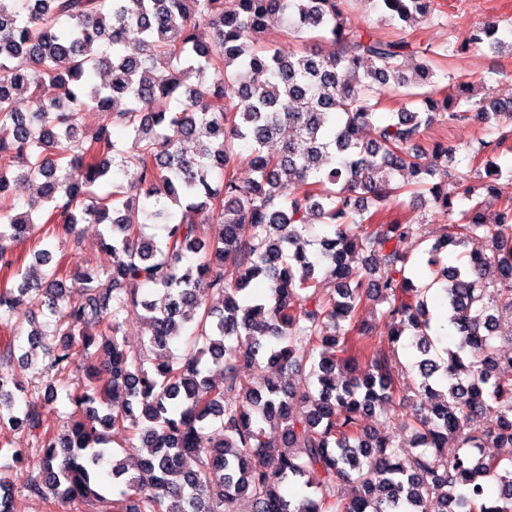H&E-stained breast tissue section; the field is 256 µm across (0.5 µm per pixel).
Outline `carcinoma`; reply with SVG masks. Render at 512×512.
<instances>
[{
    "mask_svg": "<svg viewBox=\"0 0 512 512\" xmlns=\"http://www.w3.org/2000/svg\"><path fill=\"white\" fill-rule=\"evenodd\" d=\"M345 2L0 0V271L14 278L0 287V320L20 305L48 312L60 336L48 369L73 384L72 425L60 436L43 424L57 390L19 415L18 383L0 370V429H24L43 456L41 476L24 480L28 449L0 442V512H15L20 480L63 503L93 498L101 512H235L241 495L255 512H512V459L485 451L512 448V335L495 333L512 324V199L488 219L481 197L499 196L502 169L476 184L458 171V144L436 143L429 159L421 144L434 123L512 126V101L480 96L453 74L451 93L436 97L433 45L351 25ZM380 2L409 25L432 13V0ZM275 19L287 23L286 40L260 46ZM498 29L474 26L448 52L500 46ZM302 36L336 53L290 45ZM17 57L30 67L10 66ZM211 69L224 81L206 84ZM391 94L415 107L381 115ZM89 108L103 121L86 137L78 118ZM114 123L129 148L112 139ZM236 141L251 145L247 183L234 174ZM131 166L132 186L99 193L113 169ZM34 182L37 195L18 208L12 189ZM406 193L430 194L448 218L427 260L454 330L443 356L429 289L407 276L404 244L418 228ZM202 211L211 224L196 222ZM147 221L165 225L162 241L144 237ZM316 222L327 231L305 237ZM81 223L103 226L112 262L86 270L76 294L46 248L28 272L16 269L15 242L73 237ZM469 244L467 264L441 262L448 247ZM257 279L267 281L262 296L251 294ZM375 300L392 331L372 347L360 312ZM138 308L150 367L120 336ZM186 324V351L173 355ZM404 338L420 377L410 390L394 374ZM241 361L274 376L258 388ZM209 363L224 367L223 382L206 375ZM412 395L430 404L408 412ZM383 405L406 442L368 431L364 420ZM263 420L284 424L280 444L265 439ZM216 422L221 438L201 446ZM115 436L120 452L108 447ZM130 459L140 474L129 473ZM105 463L125 486L112 501L98 491ZM286 485L306 492L287 496Z\"/></svg>",
    "mask_w": 512,
    "mask_h": 512,
    "instance_id": "1",
    "label": "carcinoma"
}]
</instances>
